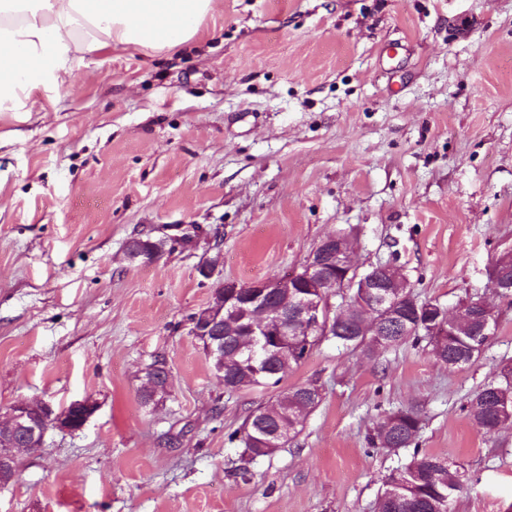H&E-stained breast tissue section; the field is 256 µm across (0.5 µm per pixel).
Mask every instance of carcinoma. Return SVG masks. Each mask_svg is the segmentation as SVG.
Returning a JSON list of instances; mask_svg holds the SVG:
<instances>
[{
	"instance_id": "carcinoma-1",
	"label": "carcinoma",
	"mask_w": 512,
	"mask_h": 512,
	"mask_svg": "<svg viewBox=\"0 0 512 512\" xmlns=\"http://www.w3.org/2000/svg\"><path fill=\"white\" fill-rule=\"evenodd\" d=\"M162 249L161 241L133 240L127 246V253L132 259L136 258L138 252H147L156 257ZM397 311L402 321L409 324L417 323L421 314V308L413 306L411 299L407 297L399 301ZM343 315L348 316V321L341 325L342 332H331L329 339L346 348L358 350L369 359L374 358L378 351L395 347L409 339L417 343L425 340L431 345L435 361L454 369L457 364L453 362V358L460 357L462 364H468L474 358L471 347L481 346L487 341L485 336H468L452 329L448 330L447 336L440 339L429 335L427 326H421L405 336L394 330L381 341L371 336H352L347 330L351 329L353 323L363 320L364 314L350 309L337 313L339 317ZM320 340L319 336L287 338L279 359L282 371L265 376L264 384L278 385L290 368L301 364L310 356ZM252 349L253 345L248 336L224 337V356L232 362L229 370L224 372V391L236 392L256 386L258 380L255 377V360L250 356ZM158 364H164L160 356L155 357L144 371L139 397L145 407L158 402L166 395V391L152 388L148 384L150 368ZM492 387L508 401V410L512 412V370L507 375L501 374L499 381L492 382L475 392L467 402L468 417L486 434L495 432L501 418L494 412L477 411L480 399ZM320 403L319 399H306L302 387L298 386L282 394L273 405L251 411L243 421L241 429L230 434L228 440L241 441L245 451L249 452L253 459L267 457L273 454L275 449L260 447L259 443L263 438L279 432L283 437L282 444H287L300 433V420H291L295 408H300V415L303 416L315 411ZM419 430L420 420L410 410L392 412L377 423L371 439L374 447L394 452L413 448L411 459L404 469L398 475H392L383 481L377 502L378 512H452L456 493L463 485L462 474L447 460L420 452L416 443Z\"/></svg>"
}]
</instances>
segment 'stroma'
I'll return each instance as SVG.
<instances>
[{
  "label": "stroma",
  "instance_id": "1",
  "mask_svg": "<svg viewBox=\"0 0 512 512\" xmlns=\"http://www.w3.org/2000/svg\"><path fill=\"white\" fill-rule=\"evenodd\" d=\"M334 232L360 267L397 261L418 301H485L486 347L451 371L424 341L370 360L323 340L279 385L225 393L189 316ZM135 238L162 253L129 260ZM508 251L512 0H215L179 48L87 54L0 112V419L19 400L97 409L18 452L0 512H376L412 452L368 438L399 409L463 472L454 512H512V427L464 410L512 366L489 278ZM157 356L170 392L146 408ZM306 384L322 401L296 439L257 459L229 442ZM163 360L165 361L164 358L157 356L154 358L153 362L145 368L143 382L139 390L140 402L145 407L150 404H155L167 394L163 389H155L148 384V377L152 374L150 368L158 364L164 365L165 362Z\"/></svg>",
  "mask_w": 512,
  "mask_h": 512
}]
</instances>
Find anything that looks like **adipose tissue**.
I'll use <instances>...</instances> for the list:
<instances>
[{
	"mask_svg": "<svg viewBox=\"0 0 512 512\" xmlns=\"http://www.w3.org/2000/svg\"><path fill=\"white\" fill-rule=\"evenodd\" d=\"M212 9L213 0H0V112L66 84L83 54L178 48Z\"/></svg>",
	"mask_w": 512,
	"mask_h": 512,
	"instance_id": "ef3b65f1",
	"label": "adipose tissue"
}]
</instances>
